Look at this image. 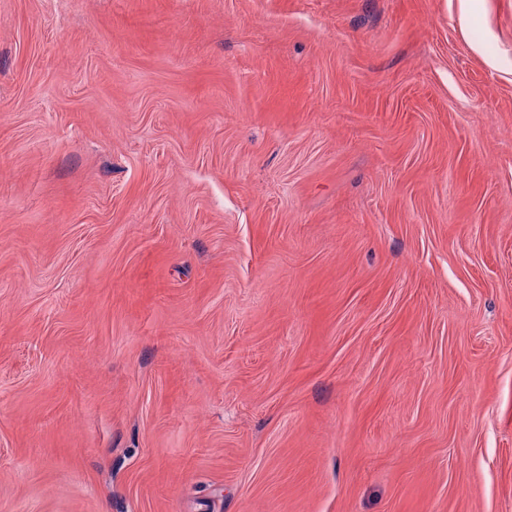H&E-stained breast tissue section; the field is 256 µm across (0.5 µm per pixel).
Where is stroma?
Masks as SVG:
<instances>
[{"label":"stroma","mask_w":512,"mask_h":512,"mask_svg":"<svg viewBox=\"0 0 512 512\" xmlns=\"http://www.w3.org/2000/svg\"><path fill=\"white\" fill-rule=\"evenodd\" d=\"M0 512H512V0H0Z\"/></svg>","instance_id":"stroma-1"}]
</instances>
